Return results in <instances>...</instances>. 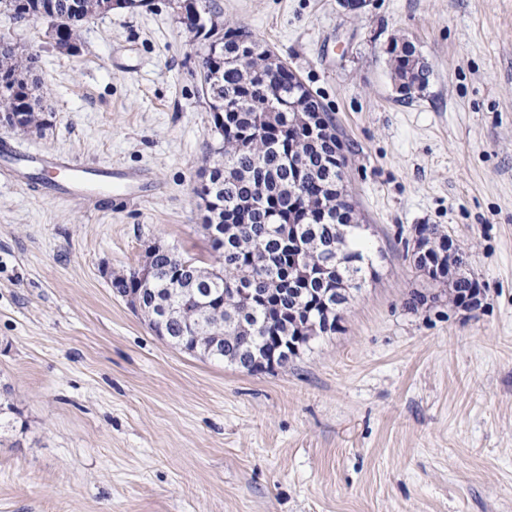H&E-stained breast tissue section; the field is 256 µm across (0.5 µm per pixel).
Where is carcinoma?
<instances>
[{"label":"carcinoma","instance_id":"cac0c4a2","mask_svg":"<svg viewBox=\"0 0 512 512\" xmlns=\"http://www.w3.org/2000/svg\"><path fill=\"white\" fill-rule=\"evenodd\" d=\"M77 0H0V14L14 16L26 11L33 16L51 12L62 39L77 40L84 16L73 12ZM255 47L243 26L224 31L223 46L216 53L205 51L202 63L211 77L205 87L209 107L230 96L235 109L223 113L224 131L216 129V176L208 186L215 207L204 217L210 224L224 225V241L211 240L217 268L202 277L182 279L174 287L177 265L158 259L157 278L147 293V306L158 313L162 305L181 307V315L165 320L173 345L193 354L201 343L219 340L220 354L240 357V368L263 372L262 364L249 365L252 351L275 352L277 366L288 365L290 346L307 343L299 336L297 318L303 313L316 320L327 312L339 318L348 299H331L314 281L295 283L296 294L267 291L266 280L299 266L326 262L336 268V280L360 289L369 266L356 230L349 223L346 204L336 198V182L343 180L345 156L336 135L317 140L290 125V109L300 91L288 80L275 81L266 58L251 52L247 68L237 64L244 47ZM396 89L403 99L426 89L430 67L409 41L395 42L390 51ZM32 58L18 54L14 44L0 36V114L24 129L39 113L28 101L22 75ZM430 252L448 242L437 224H425ZM459 288L449 302L458 304L476 286L469 273L457 271ZM251 289L248 302L229 298L237 286Z\"/></svg>","mask_w":512,"mask_h":512}]
</instances>
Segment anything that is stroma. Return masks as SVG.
I'll use <instances>...</instances> for the list:
<instances>
[{"mask_svg":"<svg viewBox=\"0 0 512 512\" xmlns=\"http://www.w3.org/2000/svg\"><path fill=\"white\" fill-rule=\"evenodd\" d=\"M329 112L376 274L336 332L249 373L161 340L114 294L154 243L209 260L194 188L213 114L178 0L85 19L34 57L43 129L0 146L135 173L59 194L0 163V512H512V0H212ZM432 74L401 99L387 48ZM469 255L477 311L418 309L406 244Z\"/></svg>","mask_w":512,"mask_h":512,"instance_id":"1","label":"stroma"}]
</instances>
